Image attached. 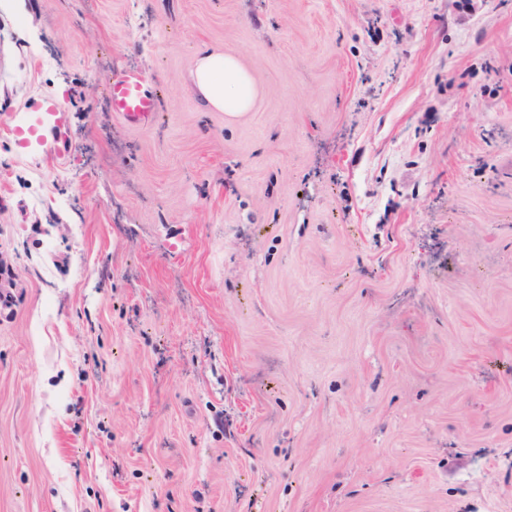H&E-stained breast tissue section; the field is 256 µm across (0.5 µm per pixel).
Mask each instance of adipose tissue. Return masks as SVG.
Returning <instances> with one entry per match:
<instances>
[{"mask_svg": "<svg viewBox=\"0 0 512 512\" xmlns=\"http://www.w3.org/2000/svg\"><path fill=\"white\" fill-rule=\"evenodd\" d=\"M193 87L203 104L230 115L249 111L256 97L251 74L229 52L200 54L191 73Z\"/></svg>", "mask_w": 512, "mask_h": 512, "instance_id": "1", "label": "adipose tissue"}]
</instances>
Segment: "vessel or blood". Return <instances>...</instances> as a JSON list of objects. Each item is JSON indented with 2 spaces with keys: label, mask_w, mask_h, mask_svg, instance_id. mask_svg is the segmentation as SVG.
Instances as JSON below:
<instances>
[{
  "label": "vessel or blood",
  "mask_w": 512,
  "mask_h": 512,
  "mask_svg": "<svg viewBox=\"0 0 512 512\" xmlns=\"http://www.w3.org/2000/svg\"><path fill=\"white\" fill-rule=\"evenodd\" d=\"M109 98L113 112L131 126L149 123L160 107L158 97L145 92L139 71L125 70L112 79ZM27 119L12 128L13 145L19 152L62 158L58 139L69 128V111L54 94L31 98Z\"/></svg>",
  "instance_id": "1"
}]
</instances>
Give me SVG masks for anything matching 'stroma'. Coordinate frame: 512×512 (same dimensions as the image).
<instances>
[{
	"instance_id": "35a3bbf8",
	"label": "stroma",
	"mask_w": 512,
	"mask_h": 512,
	"mask_svg": "<svg viewBox=\"0 0 512 512\" xmlns=\"http://www.w3.org/2000/svg\"><path fill=\"white\" fill-rule=\"evenodd\" d=\"M0 257V512H512V0L0 7ZM193 87L203 104L229 115L248 112L256 97L251 74L229 52H203L191 73ZM109 98L113 112L131 126L149 123L160 107L158 97L143 89V77L137 70H125L115 75ZM29 118L12 128L13 145L19 152L38 154L60 159L63 153L58 138L69 128V111L54 94H42L31 98L26 106ZM48 134H52L49 139Z\"/></svg>"
}]
</instances>
